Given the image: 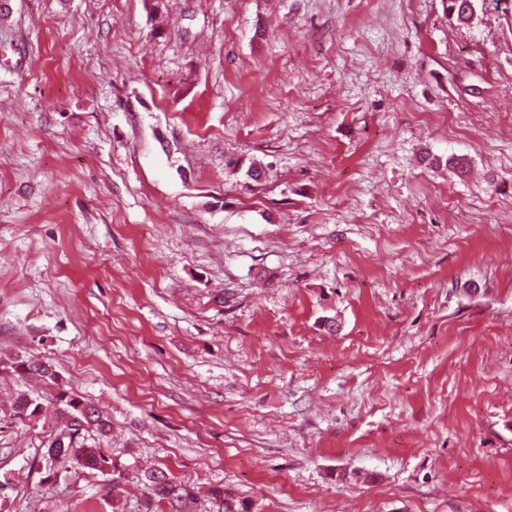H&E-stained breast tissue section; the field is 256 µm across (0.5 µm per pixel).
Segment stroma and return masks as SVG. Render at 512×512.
<instances>
[{
  "instance_id": "stroma-1",
  "label": "stroma",
  "mask_w": 512,
  "mask_h": 512,
  "mask_svg": "<svg viewBox=\"0 0 512 512\" xmlns=\"http://www.w3.org/2000/svg\"><path fill=\"white\" fill-rule=\"evenodd\" d=\"M5 10L0 351L109 413L124 512L154 467L197 512H512V0ZM30 391L0 512H112ZM486 0H442L444 12L460 24L472 23ZM208 498L216 506V512H250L242 501L235 500L226 491L224 486H213L208 491Z\"/></svg>"
}]
</instances>
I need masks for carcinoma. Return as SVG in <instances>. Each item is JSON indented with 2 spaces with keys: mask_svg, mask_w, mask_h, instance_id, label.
<instances>
[{
  "mask_svg": "<svg viewBox=\"0 0 512 512\" xmlns=\"http://www.w3.org/2000/svg\"><path fill=\"white\" fill-rule=\"evenodd\" d=\"M486 0H442L444 12L460 24L475 20ZM10 372L23 380L37 379L51 391L49 404L53 408L55 427L50 431L43 459L46 464L68 465L76 471H88L103 478L106 487L114 486L123 478L108 448L112 424L102 409L76 397L65 388L56 367L22 353L0 356V372ZM42 410L41 397L21 398L16 401L15 414L19 419H30ZM146 499V512H197L199 493L191 485L175 480L162 469L147 471L141 477ZM208 498L216 512H250L242 501L224 492V487L213 486Z\"/></svg>",
  "mask_w": 512,
  "mask_h": 512,
  "instance_id": "obj_1",
  "label": "carcinoma"
}]
</instances>
